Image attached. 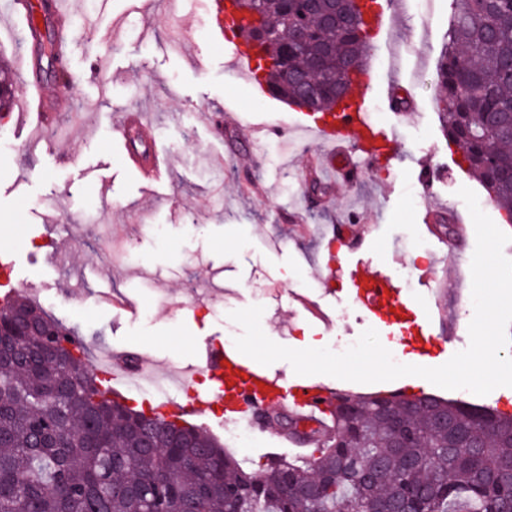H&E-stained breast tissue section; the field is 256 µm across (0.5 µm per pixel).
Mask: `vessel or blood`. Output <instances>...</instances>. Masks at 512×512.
Instances as JSON below:
<instances>
[{
    "label": "vessel or blood",
    "instance_id": "b4317fda",
    "mask_svg": "<svg viewBox=\"0 0 512 512\" xmlns=\"http://www.w3.org/2000/svg\"><path fill=\"white\" fill-rule=\"evenodd\" d=\"M208 11L211 40L229 43L233 62L245 78H252L255 67L252 44L238 37H227L232 17L225 0H208ZM52 13L59 41L58 59L63 62L68 57L71 15L63 8L62 0H52ZM379 79L377 71L364 70L349 87V107L333 112H302L297 117L295 131L326 147L324 165L337 175L348 174L350 153L367 157L388 156L394 150L392 131L379 123L365 105L368 93ZM25 84L28 95L22 100L21 109L31 114L36 127L51 126L53 115L44 109L43 84L30 77L26 78ZM119 128L124 135L135 132L145 139L150 136V125L139 112L123 113ZM331 233L338 244L347 248L348 255L342 263H326V277L343 282L355 295L365 321L386 328L416 323L417 331L410 341L415 346L416 356L424 361L431 359L432 347H440L444 352L455 350L454 337L444 335L442 330L443 308L411 300L391 277L370 270L360 255L365 241L363 235L352 234L343 225L332 226ZM198 362L215 382L213 400L184 392L173 393L158 401L160 413L200 415L216 402L224 407L225 423L243 424L257 431L262 428L261 416L271 410L287 413L291 418L317 428L327 425L334 390L315 378H290L274 373L243 349L217 346L208 341L198 347ZM95 370L105 380L104 392L110 394L134 376L156 372L157 364L147 353L132 356L125 351L111 350L96 359Z\"/></svg>",
    "mask_w": 512,
    "mask_h": 512
}]
</instances>
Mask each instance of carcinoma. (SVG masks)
<instances>
[{
	"mask_svg": "<svg viewBox=\"0 0 512 512\" xmlns=\"http://www.w3.org/2000/svg\"><path fill=\"white\" fill-rule=\"evenodd\" d=\"M437 65L448 143L512 220V0H455ZM270 30L277 65L265 81L293 97L291 75L327 49L320 109L348 82L344 58L363 67L360 21L331 26L303 0H252ZM295 25L314 41L289 38ZM28 313L51 336L0 335V512H512V414L461 400L335 394L329 434L305 455L244 466L202 428L152 418L100 390L72 329L17 297L4 318ZM463 426L474 448L456 451L439 421ZM153 426L145 448L136 424ZM410 434L396 447L393 423Z\"/></svg>",
	"mask_w": 512,
	"mask_h": 512,
	"instance_id": "carcinoma-1",
	"label": "carcinoma"
}]
</instances>
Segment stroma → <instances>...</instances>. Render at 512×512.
Returning a JSON list of instances; mask_svg holds the SVG:
<instances>
[{
	"mask_svg": "<svg viewBox=\"0 0 512 512\" xmlns=\"http://www.w3.org/2000/svg\"><path fill=\"white\" fill-rule=\"evenodd\" d=\"M74 29L66 64H39L55 125L42 138L60 142L64 163L30 140L19 108L25 93L22 46L0 0V82L12 98L0 105V252L14 250L11 279L48 283L43 308L90 340L95 350L146 351L174 368L196 363V340L234 337L257 351L275 372L312 376L355 394H434L499 410L512 405V223L450 146L437 109L435 72L448 41L452 0L420 13L399 0L390 28L370 44L365 62L382 75L367 99L396 137L397 157H353L348 180L322 179L311 196L308 164L318 145L289 137L291 106L252 95L224 47L208 37L207 0H66ZM408 94L404 108L388 106L393 87ZM145 113L154 141L170 162L168 179L143 185L112 140L125 111ZM444 177L425 184L419 166ZM26 196L27 224L12 221ZM483 202L464 207L467 198ZM471 225L456 262L438 260L423 212ZM145 220L152 229L130 235ZM128 240L130 254L104 258L97 227ZM347 224L363 232L369 264L388 273L432 266L429 286L408 293H441L460 338L461 364L479 363L476 337L490 323L497 358L491 370L448 380L438 359L427 380L402 387L391 361L394 331L362 320L348 294L328 290L320 271L328 245L317 230ZM67 257L53 266V251ZM133 300L132 313L113 311L100 289ZM497 298L488 309V298ZM308 299L333 321L304 311Z\"/></svg>",
	"mask_w": 512,
	"mask_h": 512,
	"instance_id": "stroma-1",
	"label": "stroma"
}]
</instances>
